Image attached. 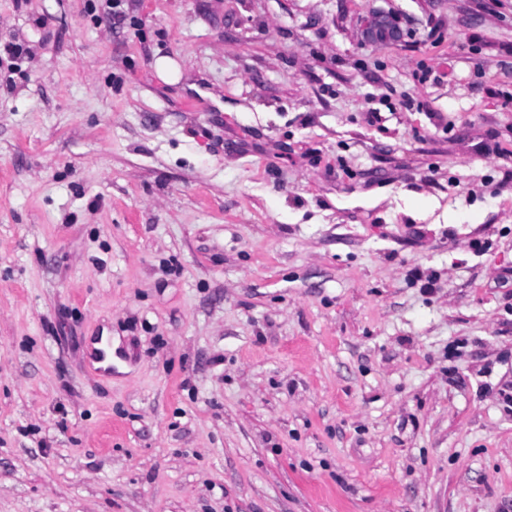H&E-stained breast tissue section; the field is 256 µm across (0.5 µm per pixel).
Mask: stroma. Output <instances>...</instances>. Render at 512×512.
<instances>
[{
	"label": "stroma",
	"mask_w": 512,
	"mask_h": 512,
	"mask_svg": "<svg viewBox=\"0 0 512 512\" xmlns=\"http://www.w3.org/2000/svg\"><path fill=\"white\" fill-rule=\"evenodd\" d=\"M12 42L0 512H512V0H0Z\"/></svg>",
	"instance_id": "1"
}]
</instances>
